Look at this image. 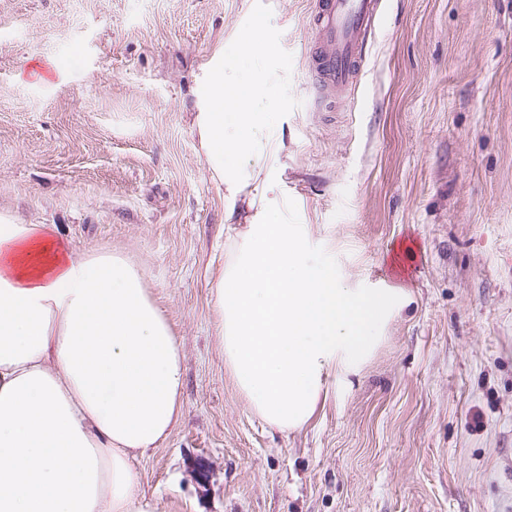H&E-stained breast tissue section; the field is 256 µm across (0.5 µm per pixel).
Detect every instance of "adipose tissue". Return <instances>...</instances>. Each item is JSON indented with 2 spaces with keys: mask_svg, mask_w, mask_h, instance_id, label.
I'll return each instance as SVG.
<instances>
[{
  "mask_svg": "<svg viewBox=\"0 0 512 512\" xmlns=\"http://www.w3.org/2000/svg\"><path fill=\"white\" fill-rule=\"evenodd\" d=\"M250 75L226 79L216 50L198 81L200 160L240 222L211 283L224 362L249 407L291 432L315 414L331 375L358 374L401 307L386 288H351L312 264L281 223L261 106L278 86L259 11L239 30ZM183 345L139 269L107 251L74 256L49 224L0 226V512H155L131 462L182 416Z\"/></svg>",
  "mask_w": 512,
  "mask_h": 512,
  "instance_id": "1",
  "label": "adipose tissue"
}]
</instances>
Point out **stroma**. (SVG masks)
<instances>
[{"mask_svg": "<svg viewBox=\"0 0 512 512\" xmlns=\"http://www.w3.org/2000/svg\"><path fill=\"white\" fill-rule=\"evenodd\" d=\"M254 2L0 0V216L128 259L182 339L181 420L133 463L157 512H512V0H383L343 106L308 67L315 0H262L281 221L408 298L289 433L224 365L210 283L235 227L192 124Z\"/></svg>", "mask_w": 512, "mask_h": 512, "instance_id": "obj_1", "label": "stroma"}]
</instances>
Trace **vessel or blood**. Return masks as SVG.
I'll return each mask as SVG.
<instances>
[{
    "label": "vessel or blood",
    "mask_w": 512,
    "mask_h": 512,
    "mask_svg": "<svg viewBox=\"0 0 512 512\" xmlns=\"http://www.w3.org/2000/svg\"><path fill=\"white\" fill-rule=\"evenodd\" d=\"M380 15L381 0H315L311 64L324 93L344 94L358 79L366 34Z\"/></svg>",
    "instance_id": "obj_1"
}]
</instances>
